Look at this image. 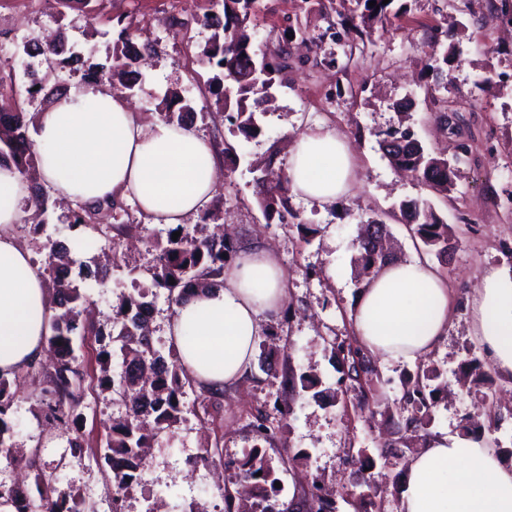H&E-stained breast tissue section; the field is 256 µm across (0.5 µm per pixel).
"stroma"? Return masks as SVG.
Listing matches in <instances>:
<instances>
[{"instance_id":"35a3bbf8","label":"stroma","mask_w":512,"mask_h":512,"mask_svg":"<svg viewBox=\"0 0 512 512\" xmlns=\"http://www.w3.org/2000/svg\"><path fill=\"white\" fill-rule=\"evenodd\" d=\"M213 0H90L87 7L68 9L57 0H0V59L11 72L0 79V100L16 96L28 112L41 111V96L27 90L39 84L43 94L81 81L60 58H31L26 44L44 43L59 36L65 53L97 46L93 60L105 62L121 30L137 41H150L153 49L138 65L143 78L132 103L142 120L156 119V106L167 87L186 89L196 102L195 130L216 147L231 138V128L217 109L208 87L212 72L199 56L211 31L204 23ZM389 20L364 43L352 44L338 19L352 15L355 0H260L255 46L270 51L292 37L288 68L273 89L271 108L256 104L263 133L240 143L237 165L221 164L220 181L208 204L229 228L240 250L255 244L270 247L286 275L288 302L296 307L286 326L287 352L297 370L318 376L324 387L336 389L337 403L329 407L305 395L296 398L294 413L277 442L273 459L302 453L303 458L282 476L283 500H290L302 476L317 478L333 495L354 487L360 474L346 460L349 449L373 443L378 448L374 474L384 498V512H399L402 475L411 451L393 447L388 436L374 437L367 415L352 402V393L336 388L339 366L331 359L328 342L353 336L351 311L359 291L352 280L354 243L361 224L371 218L386 220L404 259L432 265L447 284L452 308L445 341L425 359L448 382L447 395L434 412L433 436L455 435L466 413L493 410L487 423L512 450V382L495 379V405L480 393L459 387L455 371L470 334L468 300L483 269L512 265V0H471L470 9L457 11L452 0H395ZM452 51L448 83L426 100L424 52L430 44ZM490 76L493 86L481 85ZM411 99L407 116L391 108L393 101ZM455 114L457 134L441 125L440 112ZM406 123L422 144L453 156L459 143L468 155L460 164L455 185L442 195L421 187L392 167L378 144V131ZM327 126L343 135L354 155L353 188L336 205L321 208L297 196L289 202L300 222L317 227L312 242H304L293 224L267 221L257 207L249 162L272 157L275 168H287L290 149L302 132ZM421 197L452 228L458 246L448 261H441L414 238L406 224L390 212L401 201ZM75 204L59 202L44 216L42 234L30 231L29 222L10 229L33 260L46 238L66 241L78 257L87 260L108 248L110 260L102 271L105 288L89 291L88 317L106 324L120 303V282L130 268L152 265L155 244L166 237V227L150 223L136 201L118 203L112 229L98 231L75 225ZM76 354L85 373L83 449L69 454L68 431L46 422L40 412V387L27 381L17 388L13 441L21 453L36 454L41 471L63 489H73L84 512H112L111 487L97 464L105 435L125 409L101 391L94 337L78 339ZM281 375L253 361L246 377L224 391L222 409L204 416L201 409L187 413L173 437L163 439L148 458L145 488L133 491L129 512H143L144 498L165 500L166 512H183L194 504L196 512L224 507L223 491L209 470L190 469L187 461L205 448L219 447L227 459L241 457L255 440L249 426L251 410L274 414L275 400L284 398Z\"/></svg>"}]
</instances>
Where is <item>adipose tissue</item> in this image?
<instances>
[{
  "instance_id": "obj_1",
  "label": "adipose tissue",
  "mask_w": 512,
  "mask_h": 512,
  "mask_svg": "<svg viewBox=\"0 0 512 512\" xmlns=\"http://www.w3.org/2000/svg\"><path fill=\"white\" fill-rule=\"evenodd\" d=\"M37 175L64 201L94 205L136 199L155 224L174 226L212 198L219 168L210 143L192 126L143 124L110 90L72 84L38 116ZM354 167L346 139L318 127L294 143L286 170L291 193L318 205L348 195ZM30 195L12 164H0V375L13 376L44 355L53 309L43 269L9 229ZM287 299L275 254L241 253L224 281L176 306L168 334L190 377L220 389L241 380L263 334L262 316ZM449 289L418 261L382 267L362 288L352 320L359 343L384 359L415 361L448 335ZM470 328L497 375L512 381V266L486 268L469 300ZM400 512H512V465L485 440L444 436L414 455L403 477Z\"/></svg>"
}]
</instances>
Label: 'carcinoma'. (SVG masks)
Segmentation results:
<instances>
[{"instance_id": "cac0c4a2", "label": "carcinoma", "mask_w": 512, "mask_h": 512, "mask_svg": "<svg viewBox=\"0 0 512 512\" xmlns=\"http://www.w3.org/2000/svg\"><path fill=\"white\" fill-rule=\"evenodd\" d=\"M376 0H357L361 7L351 20L341 19L340 25L347 29L351 40L362 41L374 27L384 23L390 13V3ZM259 0H224V16L213 15L205 19L212 34L201 50L202 60L219 69L210 85L214 88L217 104L224 108V118L232 131L246 139L258 137L262 132L257 112L248 105L253 95L266 94L276 82V76L288 67V50L284 46L270 54V69L257 71L259 53L254 47L253 31L258 17ZM151 50V45L133 41L127 30H121L118 40L107 49L110 65L91 64L85 70L83 81L101 85L106 80L117 78L131 89L142 76L134 65ZM195 101L177 88L166 90L162 99L160 120L168 124H185V118L194 114ZM35 116L26 112L18 101L0 104V161L9 159L21 175L37 164V153L27 136L29 124ZM409 128H390L381 133L380 145L389 162L406 169L420 183L441 194H446L454 185L456 171L448 169V159L427 152L417 138H409ZM254 196L258 207L268 220L277 219L285 223L290 214L288 205V179L286 174H273L268 167L256 160L250 164ZM49 197L43 188L31 186L27 207L46 210ZM402 219L419 237L423 245L439 257L446 258L455 250L457 240L449 225L440 218L434 208L419 200L405 201L400 205ZM112 218V202L94 206H81L75 214L77 225L100 226ZM382 221L372 219L363 225V230L374 229L371 236L359 235L354 262L360 283L375 273L377 268L390 261V234L381 229ZM181 232L177 239L172 234ZM46 249L44 269L53 304L58 309L48 323L45 342L53 351L56 363L47 371L40 363L28 366L26 373L9 379L0 376V457L9 465L25 463L35 471L36 495L18 485L0 483V500L11 506L14 512H77L78 497L61 489L56 481L46 477L36 465V455L19 453L13 443L11 418L15 414V387L22 379L30 378L46 384L43 389L42 406L45 418L56 426L74 433L69 440L71 454L81 451L82 434L80 407L83 403L84 377L78 366L74 344L77 338L93 336L99 346L97 359L104 375L99 387L110 391L113 400L125 407V417L112 422L106 435L102 460L111 474L112 499L117 501L134 486L142 483L147 468L148 449L155 446L161 436H171L174 429L185 419L184 402L187 390L195 389L194 382L186 374L175 348L163 354L149 336L148 322L143 313L152 309L147 300L149 290L136 288L123 292L112 322L95 326L82 317L81 304L84 296L79 285L71 277L73 266H78V276L94 280L106 286V280L92 271L85 261L76 262L70 247L61 240H50ZM238 254L233 240L213 236H195L185 232L178 224L167 231L166 244L161 246L155 264L139 271L131 269V282L137 276L150 278L151 285L167 293L169 302H182L188 292L197 291L209 284L216 285L224 277V270L232 267ZM175 283H170V280ZM332 357L341 365L340 382L354 389L360 407L373 404V393L385 384L373 356L355 338L331 342ZM119 360L121 370L114 376L107 375L113 359ZM283 382L293 393L313 392V396L326 400L335 394L321 390L322 381L315 375L293 368L282 373ZM440 374L429 367H416L406 371L401 378L402 396L398 417H390L400 428L398 443L405 448L413 447L417 441H428L437 403L442 389ZM458 382L468 391H481L492 386V381L483 369L481 360L473 356L464 361ZM292 413L289 404L279 409L278 421H271L259 411L251 414L250 427L259 444L244 453L236 461L224 460L223 454L204 449L198 456L205 466L219 463L233 469L236 482L251 487L259 485L263 494H250L239 503L232 497L225 498L227 512H300L308 506V512H336L334 502L323 493V488L313 481L307 484L303 497L296 503L298 509L290 510L291 504L279 500L281 489L275 483L281 481L272 465L267 449L276 447L278 434ZM355 512H364L363 505L369 500H379L380 491L369 479L363 480L351 491Z\"/></svg>"}]
</instances>
